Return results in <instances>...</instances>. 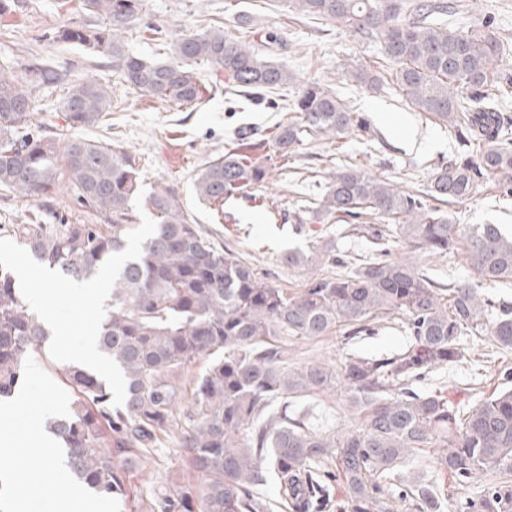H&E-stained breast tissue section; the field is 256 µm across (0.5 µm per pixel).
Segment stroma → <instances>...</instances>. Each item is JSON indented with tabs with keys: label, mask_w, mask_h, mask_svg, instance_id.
Instances as JSON below:
<instances>
[{
	"label": "stroma",
	"mask_w": 512,
	"mask_h": 512,
	"mask_svg": "<svg viewBox=\"0 0 512 512\" xmlns=\"http://www.w3.org/2000/svg\"><path fill=\"white\" fill-rule=\"evenodd\" d=\"M458 19L467 29L492 26L506 46L495 68L512 74V0H457ZM145 23L125 34L128 49L150 61H165L170 43L178 35L220 28L244 41L258 42L267 34L278 40L268 48L272 60L295 76L293 85L278 90L280 99H292L300 86L314 82L332 89L351 109L368 119L371 133L352 132L336 139H308L292 158L272 159L268 179L256 200H237L218 208L202 204L193 191L197 173L216 154L234 147L242 130L270 134L289 119L282 108H271L247 98L224 92V75L208 64L198 71L206 87L205 101L195 108L177 107L148 95L129 93L113 75L108 57L88 56L73 44L51 41L56 28L67 23L96 25L97 17L82 8L81 0H21L16 11L0 15V63L12 62L22 69L32 52L45 54L52 63L75 65L79 75L96 76L112 89V108L82 137L104 144H119L135 154L146 185L159 182L173 186L183 209L201 225L216 246L240 253L258 272L269 274L282 288L302 287L313 275H329L333 266L291 267L282 260L291 248H306L310 242L331 238L345 254L368 255L371 245L349 235L346 222L328 218L323 223L300 224L294 215L306 201L321 194L330 176L352 167L389 181L402 190L427 186L436 164L451 160L459 151L457 138L446 124L427 118L407 105L396 85L376 90L362 87L348 75L364 68L383 71L387 63L376 43L358 39L349 28L337 27L298 12L293 0H144ZM248 17L240 25L239 17ZM66 85L36 95L37 108L30 129L55 133L64 129L63 102ZM36 203L0 189V258L15 260L23 247L13 234L15 225L27 223ZM461 224H501L512 230V199L495 197L492 185L467 201L455 205ZM395 259L413 263L436 279L468 280L473 273L462 250L433 254L407 243L392 250ZM25 283L31 288L52 287L53 297L44 316L68 326L69 336L49 342L43 354L30 359L37 375L28 377L23 389L24 407L7 402L0 405V419L12 429L34 440L40 436L47 417L63 410L70 400L60 375L65 353H79L94 334L102 314L101 305H90L86 296L71 292L70 283L59 275L28 268ZM408 338L400 319L390 320L376 335L352 343L341 330L288 345L293 366L313 361L337 365L346 354L386 355L404 348ZM464 359L438 370L434 381L446 382L450 397L461 407H470L477 397L502 387L499 369L512 367V351L498 352L490 336L470 337L464 343ZM416 470L430 487H447L444 512H461L466 498L477 496L486 484L497 482L498 474H484L470 483L446 484L430 453L418 459ZM29 493L18 500L15 512H66L59 486L66 474L52 469L37 470L29 477Z\"/></svg>",
	"instance_id": "stroma-1"
}]
</instances>
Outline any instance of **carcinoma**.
Masks as SVG:
<instances>
[{
	"instance_id": "carcinoma-1",
	"label": "carcinoma",
	"mask_w": 512,
	"mask_h": 512,
	"mask_svg": "<svg viewBox=\"0 0 512 512\" xmlns=\"http://www.w3.org/2000/svg\"><path fill=\"white\" fill-rule=\"evenodd\" d=\"M295 4L378 43L389 75L360 69L352 77L369 88L396 83L407 104L454 129L461 151L434 168L422 192L353 168L332 175L322 200L304 206L300 223L377 215L395 228L353 225L374 245L359 263L326 239L286 252L291 267H346L342 275L312 276L292 292L232 249L217 248L168 184L151 188L145 202L154 227L126 251L137 228L132 203L143 193L139 164L120 145L74 135L111 109L108 90L34 53L20 78L0 65V188L32 202L64 188L107 220L57 230L33 218L13 232L39 266L65 280H87L118 260L95 336L100 361L121 381V399H113L96 367L70 364L62 381L74 399L48 421V432L71 479L129 512H393L396 501L414 512H442L440 495L418 476L393 477L427 448L442 449L436 468L459 485L489 470L512 476V388L477 399L467 411L446 388L420 389L435 371L462 360L465 336L488 332L497 347L512 349V303L482 292L486 285H512V236L498 224L461 225L442 209L473 196L490 176L500 196L512 197V123L500 109L512 77L490 76L503 42L490 28L473 32L448 22L457 9L451 0ZM83 8L103 23L64 25L52 40L112 58V72L142 95L201 103L195 66L202 62L224 71L229 92L259 97L293 81L283 66L221 29L183 34L172 41L170 61L147 62L123 45V32L143 23V0H83ZM58 84L68 85L63 111L71 134L26 130L32 91ZM289 110L295 117L271 134L245 136L211 158L194 181L197 198L210 204L251 195L264 186L272 156L290 158L311 136L367 130L360 113L317 83L303 87ZM462 237L472 281L441 283L391 257L395 239L446 253ZM399 314L409 342L390 357L350 354L338 370L288 365L291 338L343 327L353 340ZM48 336L13 271L0 264V401L14 397ZM334 386L358 422L327 433L314 426L310 409L292 404ZM169 442L202 485L160 469L142 486L131 483L133 468ZM270 482L276 500L261 493ZM10 487L11 472L0 469V512H13ZM463 512H512V482L487 485Z\"/></svg>"
}]
</instances>
